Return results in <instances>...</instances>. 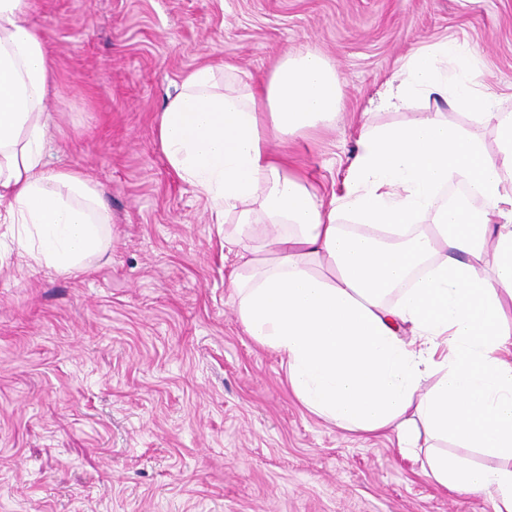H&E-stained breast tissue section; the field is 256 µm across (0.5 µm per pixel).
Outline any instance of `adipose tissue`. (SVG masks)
<instances>
[{
    "label": "adipose tissue",
    "instance_id": "adipose-tissue-1",
    "mask_svg": "<svg viewBox=\"0 0 512 512\" xmlns=\"http://www.w3.org/2000/svg\"><path fill=\"white\" fill-rule=\"evenodd\" d=\"M32 0H0V223L38 265L69 274L101 253L112 214L84 171L49 167L54 60ZM388 107L439 96L468 112L366 126L344 195L326 201L267 149L334 122L335 66L284 54L259 85L232 64L187 71L160 111L169 167L214 223L237 217L233 278L245 332L277 352L310 413L394 434L439 486L512 512V112L481 90L470 53L443 40L411 53ZM493 126L496 153L476 129ZM467 187L448 203L442 188ZM282 225L255 241L257 219ZM444 440L504 459L481 468Z\"/></svg>",
    "mask_w": 512,
    "mask_h": 512
}]
</instances>
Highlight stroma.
<instances>
[{
    "label": "stroma",
    "instance_id": "35a3bbf8",
    "mask_svg": "<svg viewBox=\"0 0 512 512\" xmlns=\"http://www.w3.org/2000/svg\"><path fill=\"white\" fill-rule=\"evenodd\" d=\"M55 60L49 161L80 168L112 212L108 247L60 274L0 259V512H494L438 486L394 435L308 413L242 325L224 243L237 218L160 152L155 124L192 67L265 81L287 52L336 68V124L290 139L324 199L340 196L362 124L417 110L382 99L413 50L474 51L512 111V0H35Z\"/></svg>",
    "mask_w": 512,
    "mask_h": 512
}]
</instances>
